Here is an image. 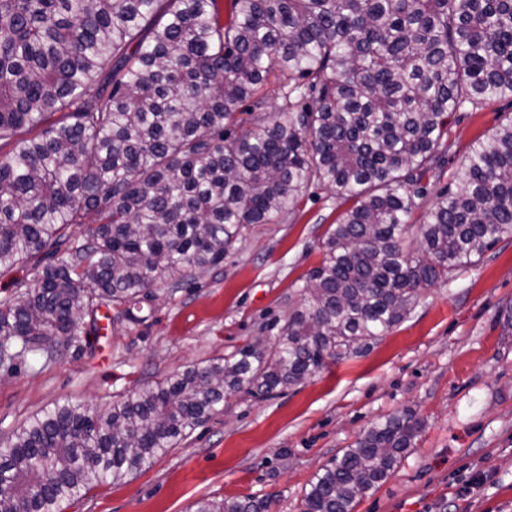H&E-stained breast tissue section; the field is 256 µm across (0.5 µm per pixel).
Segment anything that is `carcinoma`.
Segmentation results:
<instances>
[{"mask_svg": "<svg viewBox=\"0 0 512 512\" xmlns=\"http://www.w3.org/2000/svg\"><path fill=\"white\" fill-rule=\"evenodd\" d=\"M230 4L226 21L221 0H0V271L61 255L0 302L1 366L75 342L102 303L141 320L155 286L221 265L314 181L350 203L274 344L105 409L35 414L0 444V512H61L138 473L226 395L268 397L358 352L512 237V120L410 224L423 180L442 176L452 113L512 98V0ZM271 80L306 104L263 114ZM420 430L407 413L373 426L314 476L302 512H353ZM267 509L243 497L196 512Z\"/></svg>", "mask_w": 512, "mask_h": 512, "instance_id": "1", "label": "carcinoma"}]
</instances>
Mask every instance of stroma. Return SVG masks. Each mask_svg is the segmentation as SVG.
Returning a JSON list of instances; mask_svg holds the SVG:
<instances>
[{"label": "stroma", "instance_id": "1", "mask_svg": "<svg viewBox=\"0 0 512 512\" xmlns=\"http://www.w3.org/2000/svg\"><path fill=\"white\" fill-rule=\"evenodd\" d=\"M511 120L510 98L454 113L445 173L428 182L421 211L451 182L472 143ZM342 209L333 191L310 186L295 210L252 227L220 267L177 290L155 288L144 321H115L103 304L84 319L75 346L0 369V439L54 403L104 408L255 337L274 342ZM511 315L507 237L475 266L427 290L367 351L328 361L267 398L230 395L168 453L63 502L62 512H195L201 501L245 496L267 500L269 512H301L324 465L402 413L420 422L421 433L353 512H512ZM479 477L483 486L470 491Z\"/></svg>", "mask_w": 512, "mask_h": 512}]
</instances>
